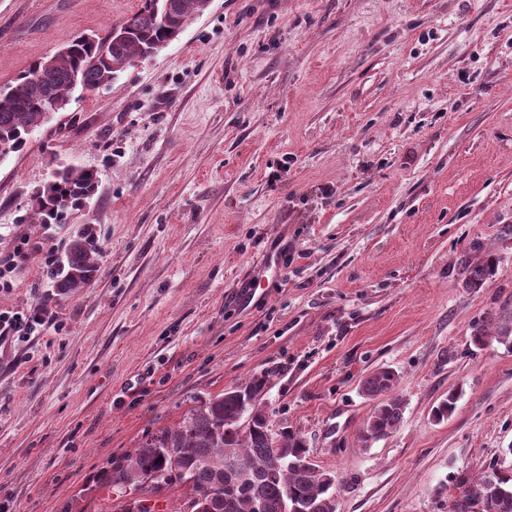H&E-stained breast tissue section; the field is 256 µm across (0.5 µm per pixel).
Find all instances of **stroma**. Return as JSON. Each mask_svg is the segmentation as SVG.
<instances>
[{"label": "stroma", "mask_w": 512, "mask_h": 512, "mask_svg": "<svg viewBox=\"0 0 512 512\" xmlns=\"http://www.w3.org/2000/svg\"><path fill=\"white\" fill-rule=\"evenodd\" d=\"M141 0H0V87ZM100 172L73 224L102 257L58 295L40 254L0 309L60 330L0 342V500L95 512L112 455L266 374L272 424L336 477L337 512H450L512 470V348L474 324L512 307V6L507 0H211L155 58L0 161V259L59 163ZM494 256L483 287L468 265ZM406 409L364 444L361 380ZM448 420L431 411L448 393Z\"/></svg>", "instance_id": "35a3bbf8"}]
</instances>
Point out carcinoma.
<instances>
[{
    "label": "carcinoma",
    "instance_id": "cac0c4a2",
    "mask_svg": "<svg viewBox=\"0 0 512 512\" xmlns=\"http://www.w3.org/2000/svg\"><path fill=\"white\" fill-rule=\"evenodd\" d=\"M179 8L162 17V3L142 0L141 8L112 24L103 34L74 36L56 61H34L16 79L0 88V159L22 151L31 134L49 122L44 112L47 100L65 107L69 95L80 87L95 91L116 80L130 62L155 43H172L195 18L198 0H173ZM99 172L81 166L55 170L32 196V217L48 231L65 224L82 202L96 195ZM102 250L96 231L82 224L68 237L65 267L53 265L48 277L60 293H73L94 280ZM489 257L470 265L466 283L481 287L494 273ZM471 342L485 347L496 341L512 344V308L504 307L486 322L472 327ZM266 375H255L238 386L249 390L254 402L248 406L226 391L201 399L172 425L148 435L131 452L112 456L96 476L103 493L96 512H132L130 491L137 496H155L169 487L184 492L174 512H284L295 504L298 512H336V485L330 472L306 463L308 448L296 431H271L263 406ZM397 374L378 368L361 381V392L373 407L362 440L376 442L387 437L403 420L405 405L396 394ZM450 393L432 409L441 422L456 408ZM252 415L248 427L242 420ZM453 512H512V474L493 467L477 481L463 485Z\"/></svg>",
    "mask_w": 512,
    "mask_h": 512
}]
</instances>
